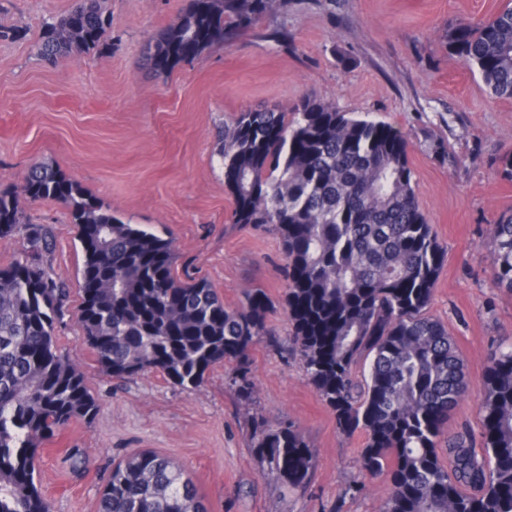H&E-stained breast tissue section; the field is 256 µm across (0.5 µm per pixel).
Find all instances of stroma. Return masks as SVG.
I'll return each instance as SVG.
<instances>
[{
	"instance_id": "1",
	"label": "stroma",
	"mask_w": 512,
	"mask_h": 512,
	"mask_svg": "<svg viewBox=\"0 0 512 512\" xmlns=\"http://www.w3.org/2000/svg\"><path fill=\"white\" fill-rule=\"evenodd\" d=\"M505 2L282 0L234 41L159 74L142 48L190 0H105L111 49L53 64L32 45L43 19L72 0H10L0 25L25 37L0 40V188L21 190L32 164L52 166L125 221L171 239L174 276L207 280L225 307L263 289L278 339L251 351L253 393L244 400L224 364L191 394L153 372L114 379L67 320L57 341L100 407L57 433L37 460L53 512H96L113 463L138 450L180 464L210 512H383L390 486L386 476L363 477L364 434L339 433L294 351L280 240L232 223L224 188L225 121L257 105L287 110L309 94L405 134L419 206L447 251L428 313L447 328L468 373L447 430L480 433L488 360L512 342V291L494 285L491 264L492 226L512 210V179L501 173L512 150V100L489 95L445 35L457 20L491 18ZM276 29L286 41L271 39ZM25 209L48 231L53 250L43 261L77 307L83 254L66 206L48 200ZM261 421L294 424L314 449L306 488L288 489L257 456L253 426ZM71 448L90 460L78 477L62 463Z\"/></svg>"
}]
</instances>
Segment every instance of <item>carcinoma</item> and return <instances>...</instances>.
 I'll return each instance as SVG.
<instances>
[{
	"label": "carcinoma",
	"instance_id": "cac0c4a2",
	"mask_svg": "<svg viewBox=\"0 0 512 512\" xmlns=\"http://www.w3.org/2000/svg\"><path fill=\"white\" fill-rule=\"evenodd\" d=\"M102 2L74 0L46 19L35 54L55 62L111 47ZM279 3L191 0L146 46V59L169 72ZM447 44L492 96L512 99V6L456 22ZM408 147L396 127L313 97L290 112L243 110L224 123L220 151L231 220L279 236L292 341L338 431L365 435L363 474L388 477L384 512H512V343L486 368L480 437L464 430L441 441L468 385L453 339L427 314L446 251L419 207ZM21 193L69 211L83 253L74 317L112 377L154 371L194 392L230 362L248 397V352L275 332L263 289L230 309L208 283L177 280L170 240L123 221L52 166H32L20 193L0 189V239L22 228L29 242L0 268V512H50L36 477L39 447L93 417L98 400L57 344L69 290L44 265L51 242L27 217ZM491 250L495 284L512 290V213L493 224ZM255 439L261 461L288 486L309 482L316 456L293 425L259 423ZM65 462L80 475L88 459L71 448ZM97 512L209 509L179 465L143 450L112 467Z\"/></svg>",
	"mask_w": 512,
	"mask_h": 512
}]
</instances>
